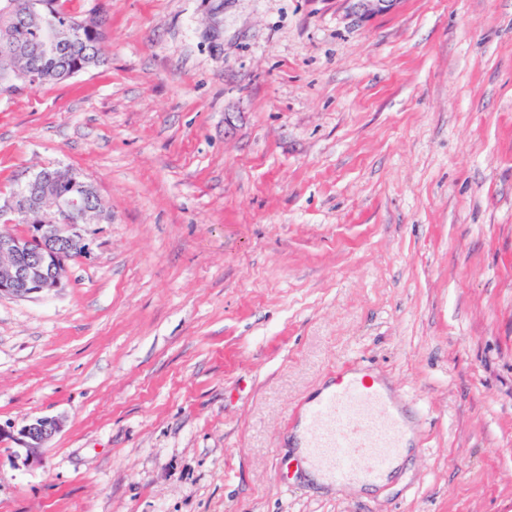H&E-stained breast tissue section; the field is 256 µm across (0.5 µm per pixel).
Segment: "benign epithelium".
<instances>
[{"label":"benign epithelium","instance_id":"1","mask_svg":"<svg viewBox=\"0 0 512 512\" xmlns=\"http://www.w3.org/2000/svg\"><path fill=\"white\" fill-rule=\"evenodd\" d=\"M354 15L370 19L395 7L398 0H345ZM79 22L56 27L41 48L54 49L60 37L73 35ZM60 181L43 182L35 177L29 180L20 193L13 195L10 209H0V218L15 215L25 224L22 233L0 232V257L8 260L0 270V297L29 298L47 290L60 288L66 273L67 262L75 255H92L94 238L88 225L82 223L86 204L95 193L87 181H80V192L61 193ZM56 200L52 214H44L47 221L35 223L32 216L42 209L48 195ZM60 430V422L53 417H40L16 427L0 424V439L16 441L25 450V460L37 458L40 448Z\"/></svg>","mask_w":512,"mask_h":512}]
</instances>
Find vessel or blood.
<instances>
[{"label":"vessel or blood","mask_w":512,"mask_h":512,"mask_svg":"<svg viewBox=\"0 0 512 512\" xmlns=\"http://www.w3.org/2000/svg\"><path fill=\"white\" fill-rule=\"evenodd\" d=\"M305 414L313 455L339 484L378 477L404 446L405 419L393 397L361 380L338 379Z\"/></svg>","instance_id":"vessel-or-blood-1"}]
</instances>
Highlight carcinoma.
<instances>
[{
  "label": "carcinoma",
  "mask_w": 512,
  "mask_h": 512,
  "mask_svg": "<svg viewBox=\"0 0 512 512\" xmlns=\"http://www.w3.org/2000/svg\"><path fill=\"white\" fill-rule=\"evenodd\" d=\"M61 24L83 20L80 35L51 54L29 55L6 48L9 42L26 43L39 36L38 26L23 23L28 7ZM100 17L79 15L65 6V0H0V86L12 85L24 77L34 88L57 82L103 63L105 35Z\"/></svg>",
  "instance_id": "cac0c4a2"
}]
</instances>
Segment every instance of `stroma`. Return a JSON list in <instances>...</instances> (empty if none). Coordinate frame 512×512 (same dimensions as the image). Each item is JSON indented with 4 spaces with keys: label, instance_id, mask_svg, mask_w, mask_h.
<instances>
[{
    "label": "stroma",
    "instance_id": "35a3bbf8",
    "mask_svg": "<svg viewBox=\"0 0 512 512\" xmlns=\"http://www.w3.org/2000/svg\"><path fill=\"white\" fill-rule=\"evenodd\" d=\"M104 65L0 97V192L73 167L105 219L0 298V512H512V0H70ZM410 451L312 482L338 370ZM354 15L370 19L380 13L390 11L399 0H344ZM60 430V422L53 417H40L16 428L15 425L0 424V439L17 441L25 450V461H34L40 448L50 441Z\"/></svg>",
    "mask_w": 512,
    "mask_h": 512
}]
</instances>
